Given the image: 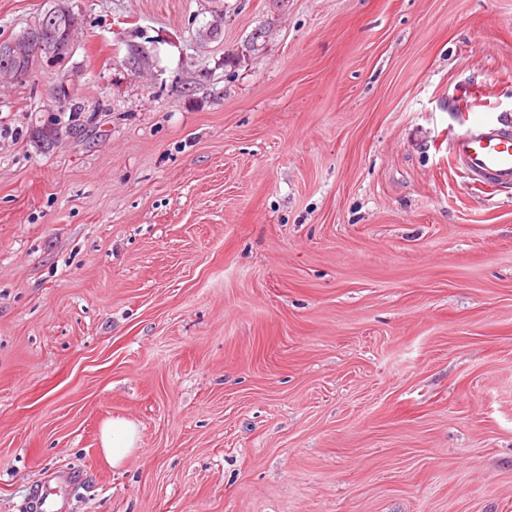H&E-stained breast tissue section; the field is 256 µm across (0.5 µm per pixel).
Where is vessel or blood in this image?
<instances>
[{"mask_svg": "<svg viewBox=\"0 0 512 512\" xmlns=\"http://www.w3.org/2000/svg\"><path fill=\"white\" fill-rule=\"evenodd\" d=\"M452 156L476 184L512 186V126L486 125L462 133Z\"/></svg>", "mask_w": 512, "mask_h": 512, "instance_id": "b4317fda", "label": "vessel or blood"}]
</instances>
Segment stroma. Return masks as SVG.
Wrapping results in <instances>:
<instances>
[{
    "mask_svg": "<svg viewBox=\"0 0 512 512\" xmlns=\"http://www.w3.org/2000/svg\"><path fill=\"white\" fill-rule=\"evenodd\" d=\"M69 5L0 82V512H512V187L449 151L512 118V0ZM54 20V21H52ZM28 28L32 29H44L49 31L48 42L52 49L58 48V54L54 55L55 61L60 62L65 60L70 52L72 45V34L76 28L72 27L70 20L63 14L58 13L54 10V5L50 1V6L45 10ZM25 28L22 31L27 30ZM138 428L123 417H114L104 422L101 429L102 452L112 468L119 467L138 448Z\"/></svg>",
    "mask_w": 512,
    "mask_h": 512,
    "instance_id": "stroma-1",
    "label": "stroma"
}]
</instances>
